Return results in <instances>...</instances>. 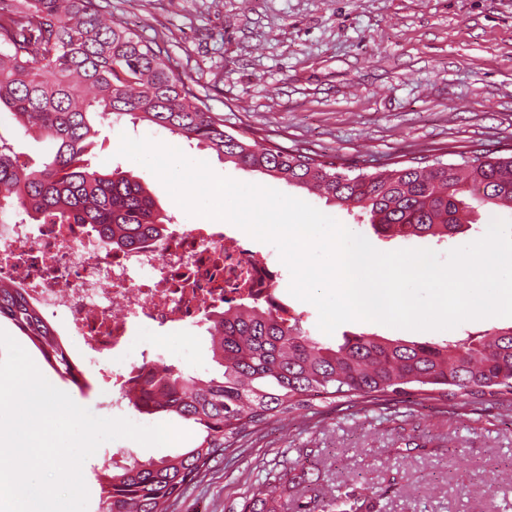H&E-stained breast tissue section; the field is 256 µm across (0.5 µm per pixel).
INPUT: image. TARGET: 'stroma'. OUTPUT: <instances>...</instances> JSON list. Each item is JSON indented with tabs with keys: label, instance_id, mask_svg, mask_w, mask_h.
Instances as JSON below:
<instances>
[{
	"label": "stroma",
	"instance_id": "obj_1",
	"mask_svg": "<svg viewBox=\"0 0 512 512\" xmlns=\"http://www.w3.org/2000/svg\"><path fill=\"white\" fill-rule=\"evenodd\" d=\"M112 13L141 38L157 40L228 129L252 132L260 143L316 153L355 173L444 151L512 154V0H112ZM125 135L305 200L383 252L444 254L481 238L492 219L512 220V209L479 205L475 228L446 242L385 238L358 211L222 162L166 131L126 118L100 125L92 165L142 176L164 213L181 222L188 214L159 179L119 155ZM204 335L164 327L150 341L166 364L213 374ZM41 372L78 405L109 417L111 390L82 391L49 366ZM188 446L125 438L102 444L83 465L87 512H98L100 459L128 450L158 459ZM269 478L278 489L268 512L299 504L322 512L334 499L346 512H512V407L490 396L319 400L261 425L169 512H256L254 493Z\"/></svg>",
	"mask_w": 512,
	"mask_h": 512
}]
</instances>
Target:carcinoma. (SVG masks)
Returning <instances> with one entry per match:
<instances>
[{"instance_id":"obj_1","label":"carcinoma","mask_w":512,"mask_h":512,"mask_svg":"<svg viewBox=\"0 0 512 512\" xmlns=\"http://www.w3.org/2000/svg\"><path fill=\"white\" fill-rule=\"evenodd\" d=\"M24 135L49 141L38 169L19 163L0 138V217L83 224L123 249L158 240L171 217L146 182L105 173L86 159L96 123L124 117L196 142L218 159L357 208L374 232L444 239L474 223L479 200L512 203V155H439L408 166L350 175L318 155L277 144L259 147L224 129L170 56L112 17L109 0H0V109ZM11 322L60 377L82 389L55 326L19 284L0 282V321ZM211 359L222 371L191 376L170 365L144 366L131 398L150 417L177 416L197 432L194 445L160 459L104 465L101 512H168L170 501L211 463L273 417L352 397L375 403L415 389L429 398L512 395V327L481 339L403 342L368 334L326 343L261 303H238L211 319Z\"/></svg>"}]
</instances>
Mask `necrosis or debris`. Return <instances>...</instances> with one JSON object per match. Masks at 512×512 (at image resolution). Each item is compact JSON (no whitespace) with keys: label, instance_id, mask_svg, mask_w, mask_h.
<instances>
[{"label":"necrosis or debris","instance_id":"4bbe7bcc","mask_svg":"<svg viewBox=\"0 0 512 512\" xmlns=\"http://www.w3.org/2000/svg\"><path fill=\"white\" fill-rule=\"evenodd\" d=\"M277 278L222 224H171L157 245L118 250L81 224L0 223V282L61 317L70 357L90 372L128 355L137 331L190 324L252 293L275 303Z\"/></svg>","mask_w":512,"mask_h":512}]
</instances>
